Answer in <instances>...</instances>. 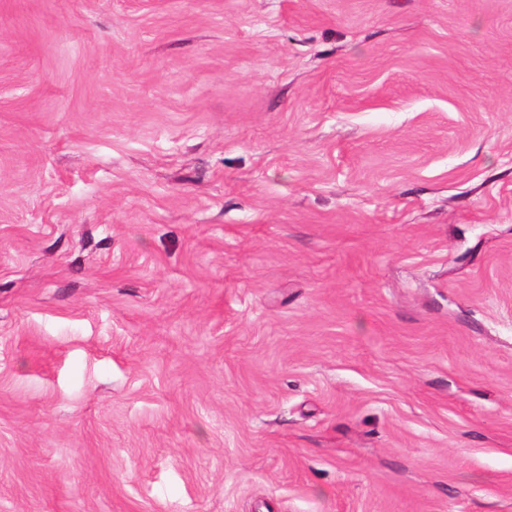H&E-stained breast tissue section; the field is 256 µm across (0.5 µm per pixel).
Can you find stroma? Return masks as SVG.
I'll list each match as a JSON object with an SVG mask.
<instances>
[{"instance_id":"stroma-1","label":"stroma","mask_w":512,"mask_h":512,"mask_svg":"<svg viewBox=\"0 0 512 512\" xmlns=\"http://www.w3.org/2000/svg\"><path fill=\"white\" fill-rule=\"evenodd\" d=\"M0 512H512V0H0Z\"/></svg>"}]
</instances>
